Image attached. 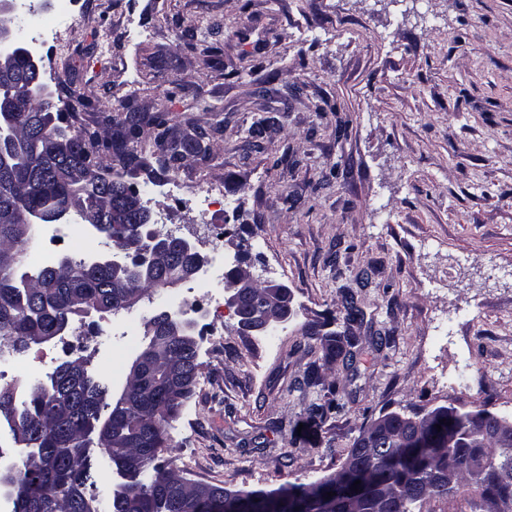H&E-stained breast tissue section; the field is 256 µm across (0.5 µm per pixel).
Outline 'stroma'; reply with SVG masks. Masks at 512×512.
Returning a JSON list of instances; mask_svg holds the SVG:
<instances>
[{
  "mask_svg": "<svg viewBox=\"0 0 512 512\" xmlns=\"http://www.w3.org/2000/svg\"><path fill=\"white\" fill-rule=\"evenodd\" d=\"M69 40L65 61L25 27L68 131L118 133L107 106L166 109L170 134L210 148L144 186L157 224L189 228L224 290L236 259L288 287L292 313L245 336L186 283L128 311L135 326L187 298L199 376L159 461L185 479L272 491L336 472L361 424L454 404L512 415V0H33ZM264 62L250 70L251 60ZM69 73L71 86L59 79ZM269 118L263 137L247 129ZM363 319L353 369L311 362L303 331L340 330L342 295ZM111 314L30 346L27 387L64 361L119 397L139 354ZM112 370H105L103 362ZM336 388L325 420L309 407Z\"/></svg>",
  "mask_w": 512,
  "mask_h": 512,
  "instance_id": "35a3bbf8",
  "label": "stroma"
}]
</instances>
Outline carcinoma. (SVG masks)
Returning a JSON list of instances; mask_svg holds the SVG:
<instances>
[{"instance_id":"1","label":"carcinoma","mask_w":512,"mask_h":512,"mask_svg":"<svg viewBox=\"0 0 512 512\" xmlns=\"http://www.w3.org/2000/svg\"><path fill=\"white\" fill-rule=\"evenodd\" d=\"M60 98L43 99L41 111L28 112L21 106L10 113V120L28 131L23 139L0 138V169L8 178L0 177V197L12 189V178L35 179L36 187L26 207L49 223L64 212L79 185L61 184L51 178L58 164L80 169L93 162L92 154L80 139L71 142L61 158L39 155L41 139L65 131L54 122V114L66 108L84 112L93 101L76 88L69 89L63 106ZM109 111L123 128L116 138L99 139L93 133L91 142L108 153L115 166H107L99 193L112 194V187L125 181L132 170H149L138 151L139 136L144 125L154 128L153 154L162 171L186 152L205 160L208 148L196 139L181 144L169 135L167 113L137 114L130 111V101L118 99ZM36 224L27 225L24 237L17 225L0 223V356L21 353L32 344L47 342L62 329H70L75 317L95 312L127 309L124 285H132L141 299H149L160 290L158 274L133 263L120 268L110 265L90 266L82 258L45 261L32 250ZM159 236L158 245L171 256L166 277L172 279L182 264L191 260L181 237L168 235L153 224L101 225L98 233L122 242L126 248L138 249L147 233ZM274 284H255L243 300L244 308L253 311L266 302ZM355 337L343 332L330 337L324 345L328 361L354 364ZM184 361L188 369L198 372L195 355L177 345H161L155 355L140 363L141 378L134 407L122 408L120 401L108 402L109 388L91 378L74 360L59 364L48 382L30 385L27 398L16 403L11 389H0V417L13 422L15 442L26 449L21 464L0 469V488L13 498V512H207L200 508L201 498L181 492L182 478L158 463L159 453L167 443V426L175 420L184 401L166 391L169 361ZM328 389L320 401L310 405L311 416L324 419L339 412L343 405ZM437 406L421 418L423 431L433 438L434 448L425 462L400 470L391 461L404 453L407 414L390 413L389 433L377 448L364 449L363 466L376 470L382 482L372 496L356 502H340L324 509L318 504L309 512H423L424 504L441 501L450 495L467 493L477 512H512V443L500 445L482 431L483 423L470 413ZM447 419L449 423L440 424ZM442 425L437 430L436 425ZM111 444L106 451L109 466L124 479L112 492V499L102 503L86 491L91 480L88 448L93 439ZM151 471L148 480L140 475Z\"/></svg>"}]
</instances>
